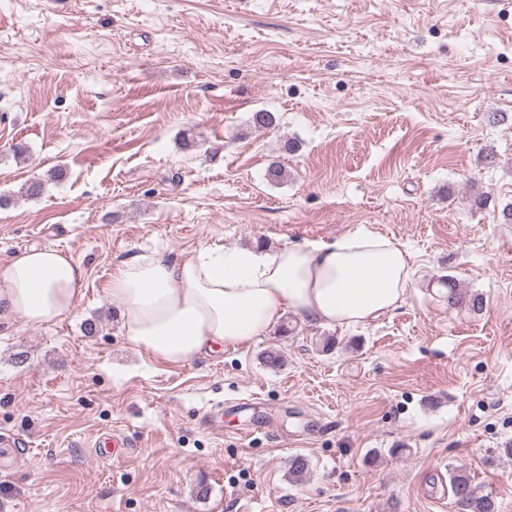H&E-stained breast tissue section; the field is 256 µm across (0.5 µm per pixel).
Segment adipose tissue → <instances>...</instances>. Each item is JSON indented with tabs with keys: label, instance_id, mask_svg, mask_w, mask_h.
Here are the masks:
<instances>
[{
	"label": "adipose tissue",
	"instance_id": "1",
	"mask_svg": "<svg viewBox=\"0 0 512 512\" xmlns=\"http://www.w3.org/2000/svg\"><path fill=\"white\" fill-rule=\"evenodd\" d=\"M86 269L52 247L0 260V321L49 327L75 312ZM413 286L410 255L379 234L291 243L275 251L202 248L171 261L143 253L116 265L105 292L135 350L178 366L266 335L284 314L356 326L401 306Z\"/></svg>",
	"mask_w": 512,
	"mask_h": 512
}]
</instances>
